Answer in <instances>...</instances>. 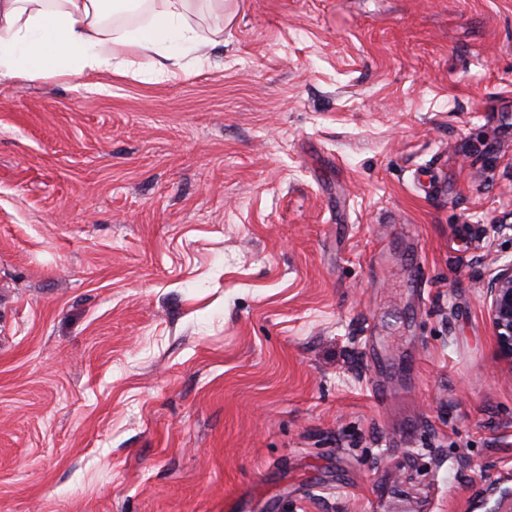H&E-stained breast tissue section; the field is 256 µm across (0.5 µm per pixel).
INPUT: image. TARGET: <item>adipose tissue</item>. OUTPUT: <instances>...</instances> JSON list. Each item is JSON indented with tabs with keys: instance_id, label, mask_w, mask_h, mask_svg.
I'll return each instance as SVG.
<instances>
[{
	"instance_id": "1",
	"label": "adipose tissue",
	"mask_w": 512,
	"mask_h": 512,
	"mask_svg": "<svg viewBox=\"0 0 512 512\" xmlns=\"http://www.w3.org/2000/svg\"><path fill=\"white\" fill-rule=\"evenodd\" d=\"M146 0H0V83L64 79L94 73L125 77L133 61L124 48H142L160 58L157 78H174L185 59L203 67L200 51L209 39L187 19L190 0H161L144 25L108 29L116 18Z\"/></svg>"
}]
</instances>
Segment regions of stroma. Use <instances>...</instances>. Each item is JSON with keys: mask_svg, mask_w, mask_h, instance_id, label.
<instances>
[{"mask_svg": "<svg viewBox=\"0 0 512 512\" xmlns=\"http://www.w3.org/2000/svg\"><path fill=\"white\" fill-rule=\"evenodd\" d=\"M188 19L0 84V512H496L512 0ZM494 273L485 289L486 307L499 357L512 366V263Z\"/></svg>", "mask_w": 512, "mask_h": 512, "instance_id": "stroma-1", "label": "stroma"}]
</instances>
